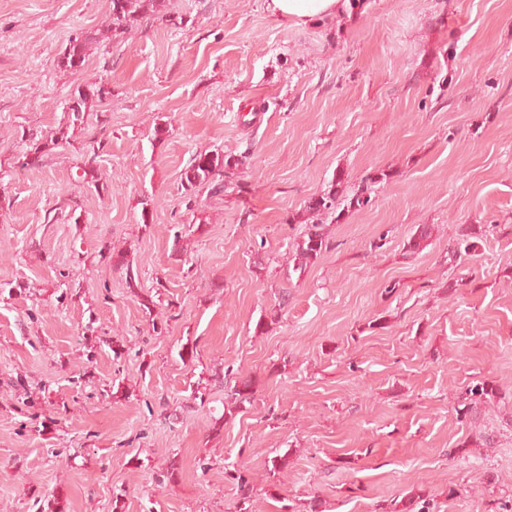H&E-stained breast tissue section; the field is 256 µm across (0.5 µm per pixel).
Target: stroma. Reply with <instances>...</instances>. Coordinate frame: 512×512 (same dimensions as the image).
I'll list each match as a JSON object with an SVG mask.
<instances>
[{"label":"stroma","mask_w":512,"mask_h":512,"mask_svg":"<svg viewBox=\"0 0 512 512\" xmlns=\"http://www.w3.org/2000/svg\"><path fill=\"white\" fill-rule=\"evenodd\" d=\"M365 4L310 26L169 0L63 70L107 0H0V512H239L231 468L255 512H512V0ZM100 84L89 130L14 167ZM217 149L244 166L187 202ZM381 170L367 207L308 217ZM313 222L329 247L294 269ZM480 381L497 398L459 417ZM94 38L85 32L76 31L69 39L66 47L64 48L58 64L67 70H77L81 68L86 62L89 44ZM245 155L232 151H210L196 154L184 172L182 187L188 202L196 198L200 187H206L212 193L224 192L227 179L235 175L244 164ZM349 175L343 171L336 173V179L333 180L322 194L314 196L306 203V211L312 214L320 212H329L336 209L339 198L347 188Z\"/></svg>","instance_id":"obj_1"}]
</instances>
